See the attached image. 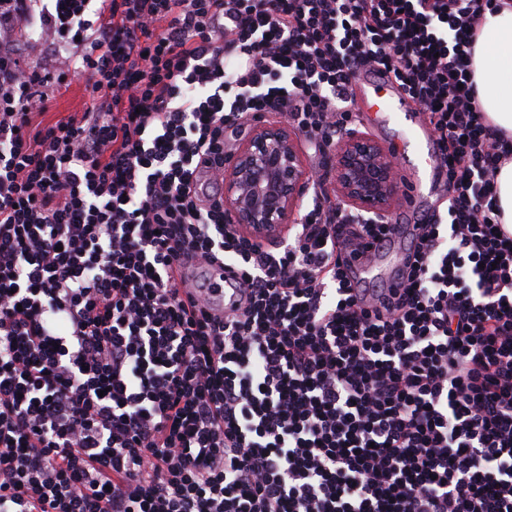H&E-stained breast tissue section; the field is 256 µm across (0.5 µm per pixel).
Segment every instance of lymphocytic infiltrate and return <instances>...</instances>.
<instances>
[{
	"label": "lymphocytic infiltrate",
	"instance_id": "obj_1",
	"mask_svg": "<svg viewBox=\"0 0 512 512\" xmlns=\"http://www.w3.org/2000/svg\"><path fill=\"white\" fill-rule=\"evenodd\" d=\"M490 3L0 0V512H512V139L469 75ZM373 69L448 185L391 293L344 256L396 222L328 203V168L284 242L224 213L228 129L333 145ZM77 75L85 109L45 121ZM199 260L240 274L236 312ZM495 182L502 209V224H506V229L512 232V160L502 165Z\"/></svg>",
	"mask_w": 512,
	"mask_h": 512
}]
</instances>
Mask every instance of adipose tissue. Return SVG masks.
I'll use <instances>...</instances> for the list:
<instances>
[{"label": "adipose tissue", "instance_id": "adipose-tissue-1", "mask_svg": "<svg viewBox=\"0 0 512 512\" xmlns=\"http://www.w3.org/2000/svg\"><path fill=\"white\" fill-rule=\"evenodd\" d=\"M470 68L482 112L512 136V5L485 10Z\"/></svg>", "mask_w": 512, "mask_h": 512}]
</instances>
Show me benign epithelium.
<instances>
[{
	"mask_svg": "<svg viewBox=\"0 0 512 512\" xmlns=\"http://www.w3.org/2000/svg\"><path fill=\"white\" fill-rule=\"evenodd\" d=\"M330 169L340 207L378 217L390 212L398 185L386 148L348 132L333 150ZM308 181L295 132L280 122L260 125L224 169V211L253 239L282 240L297 223Z\"/></svg>",
	"mask_w": 512,
	"mask_h": 512,
	"instance_id": "1",
	"label": "benign epithelium"
}]
</instances>
